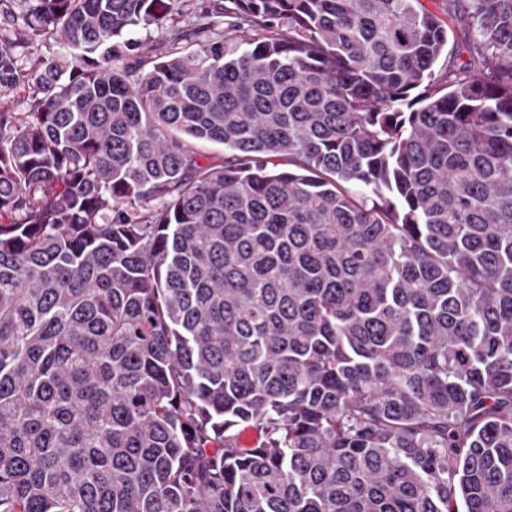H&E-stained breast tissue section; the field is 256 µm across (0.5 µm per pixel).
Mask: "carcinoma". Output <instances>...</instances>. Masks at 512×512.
I'll use <instances>...</instances> for the list:
<instances>
[{"label":"carcinoma","mask_w":512,"mask_h":512,"mask_svg":"<svg viewBox=\"0 0 512 512\" xmlns=\"http://www.w3.org/2000/svg\"><path fill=\"white\" fill-rule=\"evenodd\" d=\"M175 5L0 0V512H512V0Z\"/></svg>","instance_id":"obj_1"}]
</instances>
